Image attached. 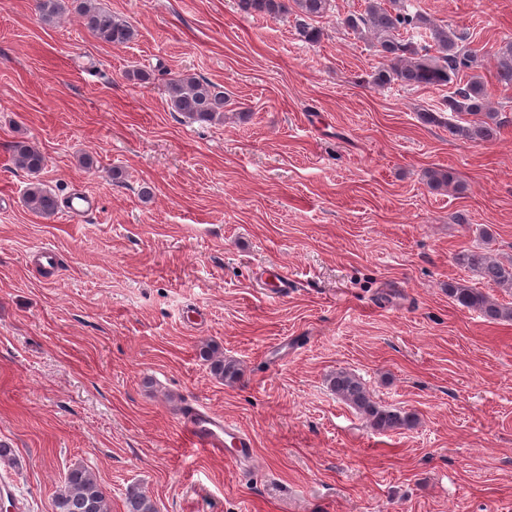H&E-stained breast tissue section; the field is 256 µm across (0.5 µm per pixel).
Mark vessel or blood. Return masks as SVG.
<instances>
[{
    "label": "vessel or blood",
    "instance_id": "b4317fda",
    "mask_svg": "<svg viewBox=\"0 0 512 512\" xmlns=\"http://www.w3.org/2000/svg\"><path fill=\"white\" fill-rule=\"evenodd\" d=\"M183 425L185 432L199 447L220 452L230 444L241 458L251 456L254 451L253 440L247 433L208 408L192 411L184 419Z\"/></svg>",
    "mask_w": 512,
    "mask_h": 512
}]
</instances>
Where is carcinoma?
Listing matches in <instances>:
<instances>
[{
  "label": "carcinoma",
  "mask_w": 512,
  "mask_h": 512,
  "mask_svg": "<svg viewBox=\"0 0 512 512\" xmlns=\"http://www.w3.org/2000/svg\"><path fill=\"white\" fill-rule=\"evenodd\" d=\"M241 10L273 17L295 16L300 35L310 43L320 39V31L311 21L323 17L332 8V0H238ZM40 17L50 22L66 10H74L81 23L100 41L114 47L132 42L136 29L123 18L100 8L96 0H37ZM344 27L353 35L368 39L386 61L371 76V85L384 89L394 85L413 89L420 86H450L454 92L446 97L443 108L420 113L426 124H444V113L464 122L446 123L448 131L474 143H491L506 123L495 110L482 77L477 74L481 60L477 51L466 44V36L449 25L435 23L427 14L412 11L405 0H364L361 11L348 15ZM498 83L512 86V40L501 44L494 54ZM167 101L172 111L193 121L207 123L220 119L224 112V91L208 80L184 74L166 83ZM16 165L31 175L39 174L46 159L36 147L18 142L12 146ZM427 182L435 188L456 183L455 174L447 169L429 170ZM24 205L31 212L52 216L58 208L56 197L43 184L27 187ZM457 265L475 271L491 288L512 290V262L496 259L492 249L478 247L455 254ZM448 296L460 306L478 312L489 322L511 321L512 306L498 302L480 288L448 284ZM212 373L221 380L234 382L239 368L224 360L214 347L203 350ZM336 396L357 411L368 426L378 432L409 430L416 426L417 415L380 404L373 399L366 384L356 374L338 370L330 378ZM126 512H158L153 498L139 485L126 490ZM54 512H109L108 496L97 477L85 466L76 465L66 474L54 498Z\"/></svg>",
  "instance_id": "obj_1"
}]
</instances>
